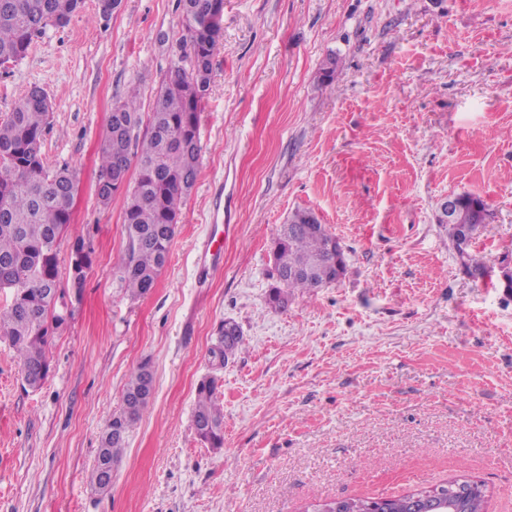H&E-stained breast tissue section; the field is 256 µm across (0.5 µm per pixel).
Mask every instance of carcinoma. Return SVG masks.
Segmentation results:
<instances>
[{"instance_id": "obj_1", "label": "carcinoma", "mask_w": 512, "mask_h": 512, "mask_svg": "<svg viewBox=\"0 0 512 512\" xmlns=\"http://www.w3.org/2000/svg\"><path fill=\"white\" fill-rule=\"evenodd\" d=\"M83 0H0V66L13 64L28 52L34 37L46 28L64 27ZM210 0H177L181 17V54L156 91L147 113L148 131L140 138L139 89L133 87L112 106L100 141L97 182L135 170L120 192L124 198L126 247L119 280L132 300L148 295L169 261L181 205L194 188L202 152L200 116L212 74V58L221 38L209 32ZM51 104L46 93L30 89L15 109L0 116V281H9L10 303L0 310V341L7 342L23 366V380L40 388L50 370L46 347L63 318L48 288L59 286L58 248L72 224L75 191L73 171L50 168L41 148L49 127ZM487 204L478 195H458L452 219L445 221L465 273L474 280L489 276L487 261L470 252L462 230L481 224ZM337 238L309 209H297L281 225L274 249L278 283L268 293V305L282 310L288 297L312 295L337 282L346 269ZM240 326L225 320L209 350L214 370L224 368L243 349ZM149 362L133 371L123 391V407L112 414L101 449L108 469L94 464L91 488L112 489L129 433L144 414L153 389ZM221 377L202 379L196 388L193 427L201 442L224 447V412L217 393Z\"/></svg>"}]
</instances>
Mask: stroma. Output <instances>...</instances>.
Returning <instances> with one entry per match:
<instances>
[{"mask_svg":"<svg viewBox=\"0 0 512 512\" xmlns=\"http://www.w3.org/2000/svg\"><path fill=\"white\" fill-rule=\"evenodd\" d=\"M176 0H84L0 70V115L34 86L51 103L42 154L69 166L60 245L93 251L80 302L24 389L0 341V512H302L464 476L512 512V295L467 277L438 205L479 195L471 250L512 267V0H224L195 188L169 263L130 300L118 281L123 199L95 195L99 146L131 87L149 104L180 53ZM334 61L331 84L321 73ZM312 210L345 249L338 282L267 304L277 229ZM224 266L199 284L216 219ZM245 346L220 388L224 445L193 428L217 328ZM154 391L109 494L87 476L130 373Z\"/></svg>","mask_w":512,"mask_h":512,"instance_id":"stroma-1","label":"stroma"}]
</instances>
